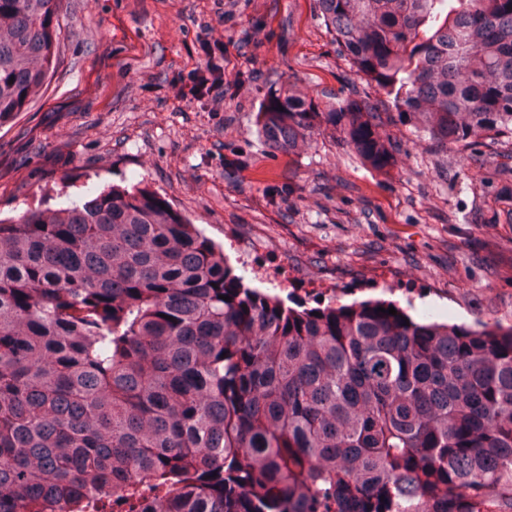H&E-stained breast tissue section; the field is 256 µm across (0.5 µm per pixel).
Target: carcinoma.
Instances as JSON below:
<instances>
[{
    "label": "carcinoma",
    "mask_w": 512,
    "mask_h": 512,
    "mask_svg": "<svg viewBox=\"0 0 512 512\" xmlns=\"http://www.w3.org/2000/svg\"><path fill=\"white\" fill-rule=\"evenodd\" d=\"M365 100L289 85L257 130L322 127L362 163L388 126L465 165L512 145V0H316ZM60 0H0V125L43 87ZM494 223L512 225V166ZM231 297L230 301L221 296ZM366 301L297 310L148 189L0 218V512H496L512 506V325Z\"/></svg>",
    "instance_id": "1"
}]
</instances>
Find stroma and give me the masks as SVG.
<instances>
[{
    "label": "stroma",
    "instance_id": "obj_1",
    "mask_svg": "<svg viewBox=\"0 0 512 512\" xmlns=\"http://www.w3.org/2000/svg\"><path fill=\"white\" fill-rule=\"evenodd\" d=\"M60 46L42 93L0 127V216L58 209L109 185L164 197L224 243L231 224L279 254L301 280L340 286L389 275L422 284L416 302L469 328L512 324V227L492 223L497 171L512 151L443 164L400 132L379 172L332 131L299 154L271 152L256 114L294 83L323 105L387 97L357 76L314 0H61ZM222 40L224 104L182 98L178 75ZM482 211L485 221L467 216Z\"/></svg>",
    "mask_w": 512,
    "mask_h": 512
}]
</instances>
